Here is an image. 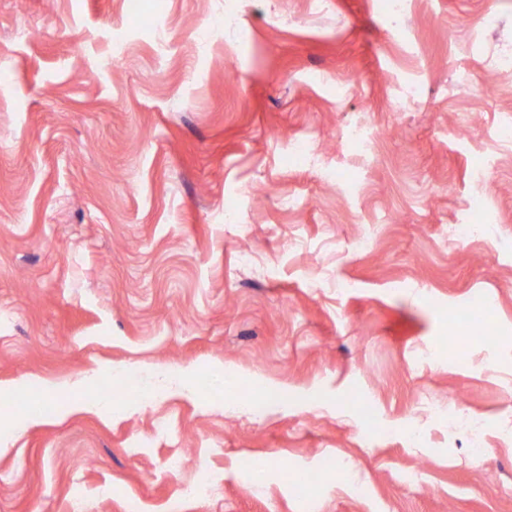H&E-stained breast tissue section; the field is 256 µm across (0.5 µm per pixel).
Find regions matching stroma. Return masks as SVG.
Segmentation results:
<instances>
[{
    "mask_svg": "<svg viewBox=\"0 0 512 512\" xmlns=\"http://www.w3.org/2000/svg\"><path fill=\"white\" fill-rule=\"evenodd\" d=\"M510 49L512 0H0V512H512ZM213 491V482L210 473L204 469H198L194 481L182 488V495L186 498L197 499L209 496Z\"/></svg>",
    "mask_w": 512,
    "mask_h": 512,
    "instance_id": "35a3bbf8",
    "label": "stroma"
}]
</instances>
